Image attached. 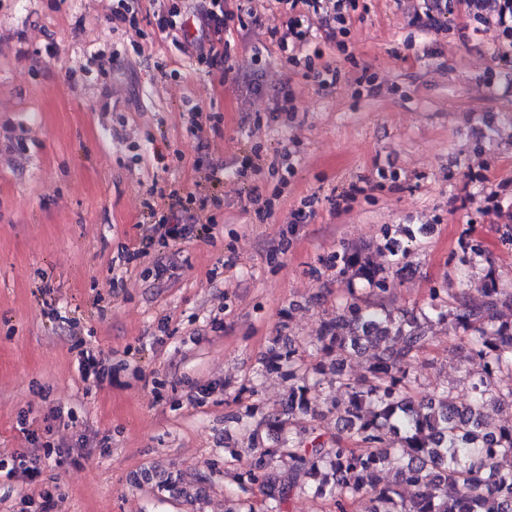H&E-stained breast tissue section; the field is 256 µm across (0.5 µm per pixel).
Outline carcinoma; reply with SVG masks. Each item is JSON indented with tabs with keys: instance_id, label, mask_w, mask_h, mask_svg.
<instances>
[{
	"instance_id": "obj_1",
	"label": "carcinoma",
	"mask_w": 512,
	"mask_h": 512,
	"mask_svg": "<svg viewBox=\"0 0 512 512\" xmlns=\"http://www.w3.org/2000/svg\"><path fill=\"white\" fill-rule=\"evenodd\" d=\"M383 234L388 264L407 269L411 246L389 237L387 225ZM459 249L455 273L462 288L454 295L434 288L426 307L396 318L353 293L318 335L286 350L269 348L262 367L285 370L292 385L287 409L264 414L260 424L288 432V447H266L250 428L256 405L230 417L254 447L239 478L261 484L265 512H282L292 495L305 491L331 499L337 512L362 497L366 512H512V469L496 463L512 458V425H498L485 412L490 401L512 404V321L502 319L503 310H512V287L500 285L489 269L471 287V272L491 264L490 257L474 238ZM330 264L338 273L354 272L372 296L387 292L385 268L356 252L338 251ZM448 321L480 363L472 396L458 402L443 387L416 401L411 367L430 343L427 326ZM362 351L369 352L364 370H348ZM313 352L333 357L330 366L309 363ZM325 384L345 392L332 403L342 426L326 440L317 427L298 425L321 414ZM395 460L398 480L386 482L382 474Z\"/></svg>"
}]
</instances>
